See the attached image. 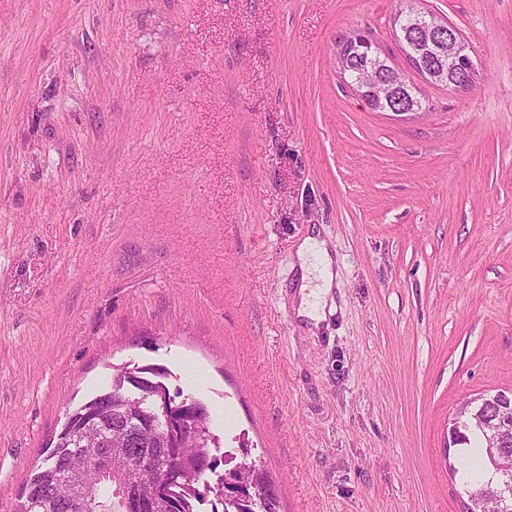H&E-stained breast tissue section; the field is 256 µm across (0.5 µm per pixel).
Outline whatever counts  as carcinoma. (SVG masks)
I'll list each match as a JSON object with an SVG mask.
<instances>
[{
    "label": "carcinoma",
    "mask_w": 512,
    "mask_h": 512,
    "mask_svg": "<svg viewBox=\"0 0 512 512\" xmlns=\"http://www.w3.org/2000/svg\"><path fill=\"white\" fill-rule=\"evenodd\" d=\"M405 43L422 63L453 73L457 56L448 44H434L407 30ZM374 68L387 84L391 98L372 103L375 111L396 106H421L413 87L392 75V67L381 60L375 47L363 42L353 48L345 75L354 78L361 70ZM165 376L162 368L121 367L112 373L110 388L67 413V420L46 456L33 465L18 496L15 512H43L45 499L59 500L56 512H127L136 500L145 512H195L203 501L197 488L213 493L223 512H279L278 495L267 473L230 471L231 486L220 476L215 485L202 482L200 464L216 456L205 450L220 443L211 430V415L202 400L191 407L189 426L182 428L177 410L164 426L155 424L152 406ZM167 490H156L159 479Z\"/></svg>",
    "instance_id": "obj_1"
}]
</instances>
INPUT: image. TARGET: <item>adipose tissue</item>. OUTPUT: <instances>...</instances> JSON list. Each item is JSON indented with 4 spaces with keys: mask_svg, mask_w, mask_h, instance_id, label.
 <instances>
[{
    "mask_svg": "<svg viewBox=\"0 0 512 512\" xmlns=\"http://www.w3.org/2000/svg\"><path fill=\"white\" fill-rule=\"evenodd\" d=\"M298 258L302 274L297 315L316 326L326 318L328 296L336 278L333 258L319 230H310L299 246Z\"/></svg>",
    "mask_w": 512,
    "mask_h": 512,
    "instance_id": "1",
    "label": "adipose tissue"
}]
</instances>
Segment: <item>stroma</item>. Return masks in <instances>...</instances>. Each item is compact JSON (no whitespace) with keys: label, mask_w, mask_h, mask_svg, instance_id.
Listing matches in <instances>:
<instances>
[{"label":"stroma","mask_w":512,"mask_h":512,"mask_svg":"<svg viewBox=\"0 0 512 512\" xmlns=\"http://www.w3.org/2000/svg\"><path fill=\"white\" fill-rule=\"evenodd\" d=\"M416 4L468 89L410 69L397 0H0V512L116 365L206 402L280 512H462L448 421L512 389V0ZM358 32L422 115L342 82ZM298 258L302 274L297 291L300 296L297 315L319 327L320 322L326 318L327 308L329 313L333 310L334 300L329 302L328 296L338 277L327 242L321 238L319 230L310 229L299 246Z\"/></svg>","instance_id":"35a3bbf8"}]
</instances>
